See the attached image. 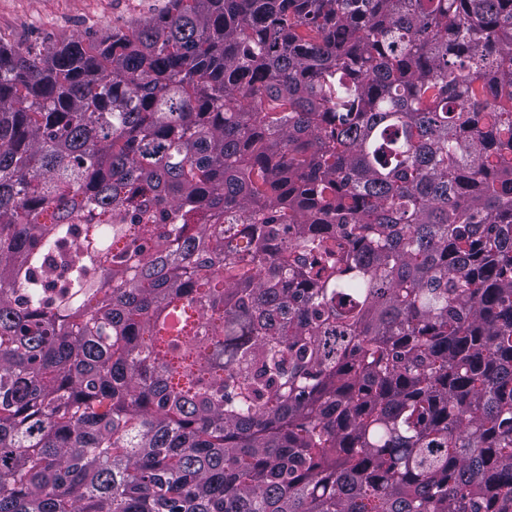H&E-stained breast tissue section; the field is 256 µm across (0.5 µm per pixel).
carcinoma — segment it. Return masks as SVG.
<instances>
[{
    "label": "carcinoma",
    "mask_w": 512,
    "mask_h": 512,
    "mask_svg": "<svg viewBox=\"0 0 512 512\" xmlns=\"http://www.w3.org/2000/svg\"><path fill=\"white\" fill-rule=\"evenodd\" d=\"M0 512H512V0L0 38Z\"/></svg>",
    "instance_id": "carcinoma-1"
}]
</instances>
